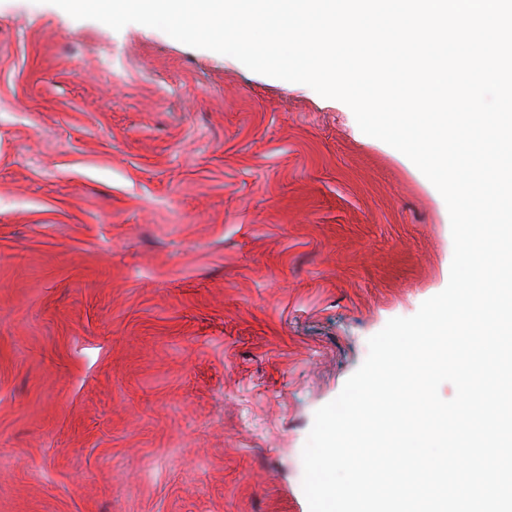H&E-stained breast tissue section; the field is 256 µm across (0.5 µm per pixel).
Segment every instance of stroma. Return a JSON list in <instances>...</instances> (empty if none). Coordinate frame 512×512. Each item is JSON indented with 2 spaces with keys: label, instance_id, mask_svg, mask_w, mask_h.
I'll list each match as a JSON object with an SVG mask.
<instances>
[{
  "label": "stroma",
  "instance_id": "stroma-1",
  "mask_svg": "<svg viewBox=\"0 0 512 512\" xmlns=\"http://www.w3.org/2000/svg\"><path fill=\"white\" fill-rule=\"evenodd\" d=\"M452 258L345 103L0 0V512H309L315 411Z\"/></svg>",
  "mask_w": 512,
  "mask_h": 512
}]
</instances>
